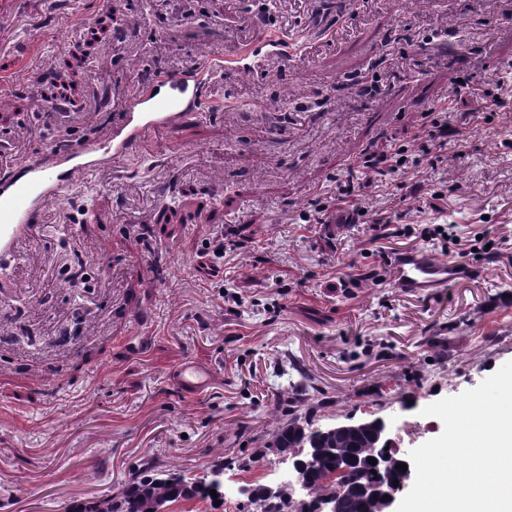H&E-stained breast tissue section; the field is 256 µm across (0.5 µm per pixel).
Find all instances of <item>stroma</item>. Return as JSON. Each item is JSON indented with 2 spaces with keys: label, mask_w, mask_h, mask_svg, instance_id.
<instances>
[{
  "label": "stroma",
  "mask_w": 512,
  "mask_h": 512,
  "mask_svg": "<svg viewBox=\"0 0 512 512\" xmlns=\"http://www.w3.org/2000/svg\"><path fill=\"white\" fill-rule=\"evenodd\" d=\"M107 18L123 38L93 43ZM277 31L296 56L255 47ZM222 57L238 68L170 151L74 183L0 281V512H73L145 460L193 477L219 455L223 500L170 512H254L239 489L282 475L264 449L283 388L319 426L382 418L407 453L444 429L422 408L512 361V120L463 149L430 137L454 78L512 90V0H0V170L98 140L145 74ZM72 60L86 78L60 115L42 76ZM397 147L437 198L401 171L366 181L364 158ZM421 224L454 227L435 256L475 243L474 275L396 288L398 230ZM189 360L212 370L202 391L174 381Z\"/></svg>",
  "instance_id": "1"
}]
</instances>
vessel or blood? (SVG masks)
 Masks as SVG:
<instances>
[{"instance_id":"1","label":"vessel or blood","mask_w":512,"mask_h":512,"mask_svg":"<svg viewBox=\"0 0 512 512\" xmlns=\"http://www.w3.org/2000/svg\"><path fill=\"white\" fill-rule=\"evenodd\" d=\"M204 83L197 72L167 73L140 86L121 125L112 127L95 144L80 145L54 156L60 174L48 173L39 163L14 166L0 175V263L17 260L23 238L35 236L50 206L78 179L103 171L110 160L133 149L157 143L164 134L197 111ZM397 287L408 291L445 288L471 275L462 262L436 258L427 249L400 254L393 262ZM210 378L209 369L192 362L182 366L176 383L196 390Z\"/></svg>"}]
</instances>
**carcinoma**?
Instances as JSON below:
<instances>
[{
	"label": "carcinoma",
	"instance_id": "carcinoma-1",
	"mask_svg": "<svg viewBox=\"0 0 512 512\" xmlns=\"http://www.w3.org/2000/svg\"><path fill=\"white\" fill-rule=\"evenodd\" d=\"M269 447L276 454L297 456L299 448L308 444L320 449L319 457L311 463H304L308 497L317 500L336 486L329 474L336 468V460L331 458L329 449L349 457L370 459L380 456L382 443L376 440L374 430L369 426H347L327 429L313 424L295 414L285 413L276 420L270 432ZM371 468H352L341 478L346 491L345 512H362L361 502L355 489L365 483L375 481ZM224 496V485L216 487V495L210 488L198 484V479L170 469H162L151 462L132 474L129 482L116 494L100 495L76 508V512H159V508L181 500L200 497Z\"/></svg>",
	"mask_w": 512,
	"mask_h": 512
}]
</instances>
